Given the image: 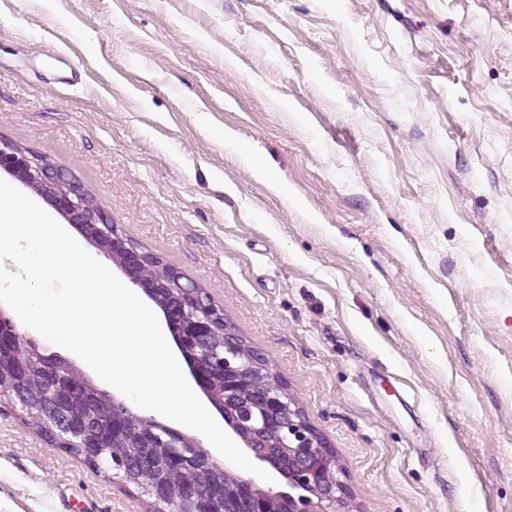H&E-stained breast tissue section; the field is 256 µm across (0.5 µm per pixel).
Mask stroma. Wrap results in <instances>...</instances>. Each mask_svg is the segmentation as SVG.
<instances>
[{
    "label": "stroma",
    "mask_w": 512,
    "mask_h": 512,
    "mask_svg": "<svg viewBox=\"0 0 512 512\" xmlns=\"http://www.w3.org/2000/svg\"><path fill=\"white\" fill-rule=\"evenodd\" d=\"M0 137L202 288L342 512H512V0H0ZM0 400V512H147Z\"/></svg>",
    "instance_id": "obj_1"
}]
</instances>
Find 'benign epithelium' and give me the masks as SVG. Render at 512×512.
Masks as SVG:
<instances>
[{
	"instance_id": "obj_1",
	"label": "benign epithelium",
	"mask_w": 512,
	"mask_h": 512,
	"mask_svg": "<svg viewBox=\"0 0 512 512\" xmlns=\"http://www.w3.org/2000/svg\"><path fill=\"white\" fill-rule=\"evenodd\" d=\"M0 170L48 197L70 224L118 261L129 281L161 307L181 351L192 362L196 384L224 412L225 424L258 462L291 484L306 489L298 498L264 488L256 477L227 486L210 482L202 491L194 480L180 486L171 474H204L219 465L194 441L161 426L128 423L127 407L114 399H88L83 378L64 373L36 357L12 316L0 308V397L38 416L52 434L101 464L109 441L136 445L140 464L123 461L125 483L136 482L159 512H320L340 500L336 456L306 422L301 409L275 381L266 361L238 352L243 346L208 296L161 260L111 231L112 221L83 187L46 160L0 138Z\"/></svg>"
}]
</instances>
